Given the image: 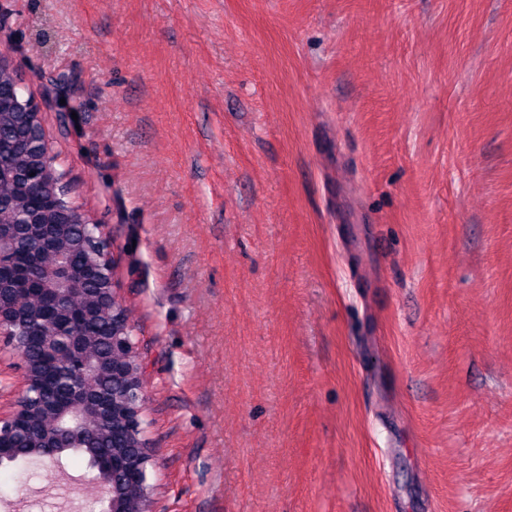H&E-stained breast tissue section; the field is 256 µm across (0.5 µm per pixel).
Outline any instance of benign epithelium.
Wrapping results in <instances>:
<instances>
[{"label": "benign epithelium", "mask_w": 512, "mask_h": 512, "mask_svg": "<svg viewBox=\"0 0 512 512\" xmlns=\"http://www.w3.org/2000/svg\"><path fill=\"white\" fill-rule=\"evenodd\" d=\"M17 103L26 112L42 118L40 104L24 89H19ZM39 162L43 174L56 178L63 168L59 155L54 153L49 138H44L38 146ZM56 211L66 224L77 221L83 216L72 201L56 203ZM92 228L83 233L81 247L87 255L89 264L98 275V303L100 313L112 317L116 330L112 336V351L118 359L112 362V377L122 385V396L112 403L114 395L94 396L89 386L94 373L102 369L99 360L90 355L93 342L84 337L76 328H47L43 335L44 354L67 360L71 363V395L63 404L52 403V397L42 377L36 375L25 354L17 351L23 364V386L10 412L0 415V465L12 462L11 439L29 419L34 407L43 410L48 430L35 447L50 461H55L57 449L68 446H81L80 435L89 428L101 426L106 415L120 409L126 416V431L133 451L117 450L112 454V462L101 460L95 464L100 472L96 482L102 487L98 498L100 512H126L118 486L110 482L105 475L121 473L125 481L138 492V512H154L151 497V485L148 483V471L154 460L153 450L146 438V403L148 400L143 381L137 342L129 321L125 319L124 306L117 296V284L114 277V256L110 249L109 237L104 226L94 221ZM17 226L0 224V277L15 274L17 249ZM68 248L57 247L42 254L45 266L41 291L63 298H77L84 293L86 279L83 272L75 268L67 258ZM35 315L20 312L15 301H7L0 296V336L8 337L16 344L15 327L26 326Z\"/></svg>", "instance_id": "1"}]
</instances>
